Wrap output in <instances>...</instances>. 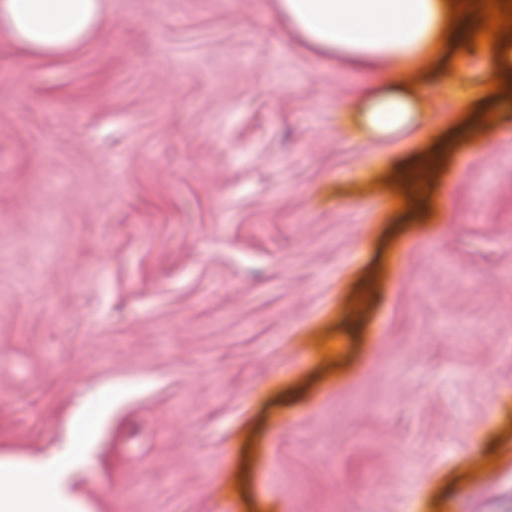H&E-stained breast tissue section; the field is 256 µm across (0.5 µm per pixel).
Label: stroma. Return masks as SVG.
I'll return each instance as SVG.
<instances>
[{"mask_svg":"<svg viewBox=\"0 0 512 512\" xmlns=\"http://www.w3.org/2000/svg\"><path fill=\"white\" fill-rule=\"evenodd\" d=\"M104 10L61 59L0 36V449L51 454L108 389L98 512H512L499 45L363 71L277 0ZM420 83L363 134L366 90ZM444 91L431 85H421L414 91H369L357 108L362 129L372 135L395 132L419 118L424 101L437 98Z\"/></svg>","mask_w":512,"mask_h":512,"instance_id":"1","label":"stroma"}]
</instances>
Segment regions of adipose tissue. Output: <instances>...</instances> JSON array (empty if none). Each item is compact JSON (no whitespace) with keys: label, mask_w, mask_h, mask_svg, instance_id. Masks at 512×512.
<instances>
[{"label":"adipose tissue","mask_w":512,"mask_h":512,"mask_svg":"<svg viewBox=\"0 0 512 512\" xmlns=\"http://www.w3.org/2000/svg\"><path fill=\"white\" fill-rule=\"evenodd\" d=\"M289 27L312 48L341 54L369 69L384 58L418 63L436 44L449 21V0H278ZM104 21L103 0H0V32L27 53L56 59L79 46ZM439 88L410 92H367L358 108L362 129L395 132L419 118L424 101ZM112 400L99 396L94 409ZM94 409L81 410L75 440L49 455L0 451V512H96L72 489L73 475L86 463L80 438Z\"/></svg>","instance_id":"obj_1"}]
</instances>
